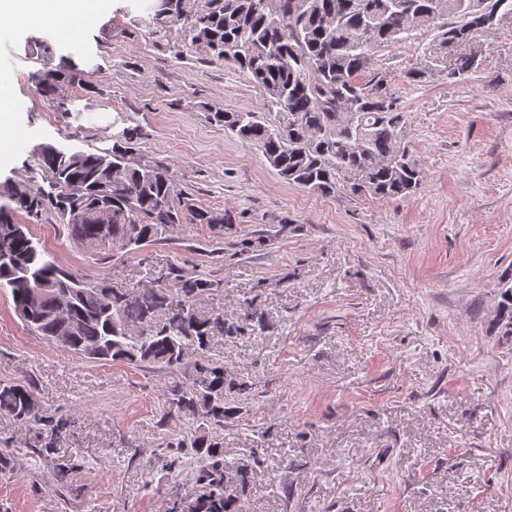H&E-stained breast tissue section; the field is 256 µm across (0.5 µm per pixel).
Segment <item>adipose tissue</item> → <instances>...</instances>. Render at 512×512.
<instances>
[{
  "instance_id": "adipose-tissue-1",
  "label": "adipose tissue",
  "mask_w": 512,
  "mask_h": 512,
  "mask_svg": "<svg viewBox=\"0 0 512 512\" xmlns=\"http://www.w3.org/2000/svg\"><path fill=\"white\" fill-rule=\"evenodd\" d=\"M101 3L102 0H0V18L22 26L47 19L62 37L69 39L96 20Z\"/></svg>"
}]
</instances>
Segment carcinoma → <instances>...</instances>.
I'll return each mask as SVG.
<instances>
[{"label":"carcinoma","mask_w":512,"mask_h":512,"mask_svg":"<svg viewBox=\"0 0 512 512\" xmlns=\"http://www.w3.org/2000/svg\"><path fill=\"white\" fill-rule=\"evenodd\" d=\"M399 1L414 18L454 17L444 24L450 44H465L475 32L493 28L501 12L512 14V0H152L136 23L152 35L175 26V55L184 46L201 48L211 61L232 63L253 80L266 113L216 110L211 119L257 145L286 182L323 195L405 199L422 186L425 174L404 141L406 113L387 76L368 62L376 49L398 45L414 30L396 16ZM451 67L466 75L479 68L478 58L461 54ZM77 71L62 56L52 79L41 81L37 71L31 80L52 107L68 112L73 99L63 86ZM271 114L278 123L267 120ZM137 139V129L125 128L112 137L110 150L39 151L27 179L0 182V254L10 257L0 263V289L10 292L15 313L30 310L23 323L32 333L61 339L85 358L155 363L173 372L188 354L202 358L192 385L170 389V408L199 422L191 442L199 469L192 492L170 499L167 512H243L252 466L228 462L212 430L234 411L227 398L252 384L229 377L205 353L215 336L264 328L254 321V300H245L235 319L207 314L197 301L220 283L193 276L182 277L178 298L158 286L133 296L127 285L63 267L30 229L50 214L72 239L89 243L99 235L98 212L105 207L117 252L138 253L177 224H206L222 234L231 216L185 201L169 166L144 156L138 166L125 164L126 154L137 152ZM76 210L84 218L75 219ZM39 284L47 290L31 309L30 293ZM503 287L499 320H507L512 334L511 274ZM33 397L27 385L0 382V413L38 430L44 448L54 451L72 421L29 413Z\"/></svg>","instance_id":"cac0c4a2"}]
</instances>
